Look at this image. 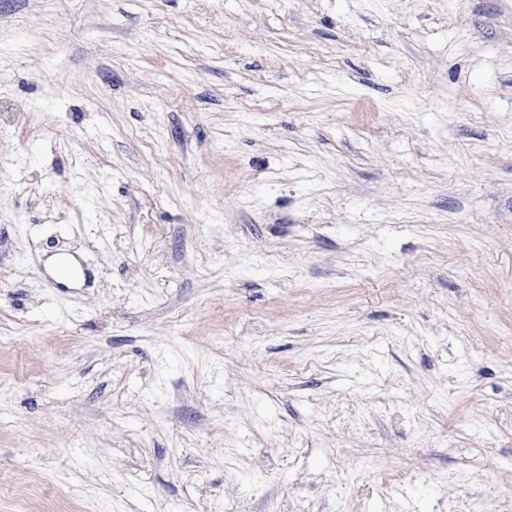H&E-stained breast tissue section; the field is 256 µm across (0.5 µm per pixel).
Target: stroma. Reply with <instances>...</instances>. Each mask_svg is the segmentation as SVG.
<instances>
[{"label":"stroma","mask_w":512,"mask_h":512,"mask_svg":"<svg viewBox=\"0 0 512 512\" xmlns=\"http://www.w3.org/2000/svg\"><path fill=\"white\" fill-rule=\"evenodd\" d=\"M0 512H512V0H0Z\"/></svg>","instance_id":"1"}]
</instances>
